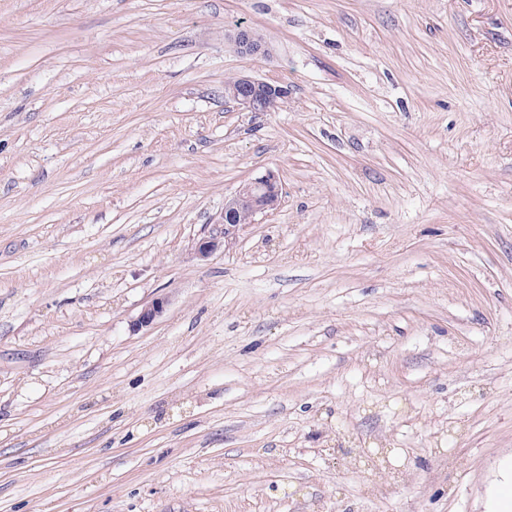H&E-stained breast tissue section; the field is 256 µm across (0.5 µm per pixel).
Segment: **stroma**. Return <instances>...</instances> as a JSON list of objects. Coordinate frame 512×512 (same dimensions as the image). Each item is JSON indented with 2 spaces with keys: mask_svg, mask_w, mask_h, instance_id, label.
Wrapping results in <instances>:
<instances>
[{
  "mask_svg": "<svg viewBox=\"0 0 512 512\" xmlns=\"http://www.w3.org/2000/svg\"><path fill=\"white\" fill-rule=\"evenodd\" d=\"M511 453L512 0H0V512H485ZM232 42L238 54L243 56L268 55L269 45L254 31L239 28L233 35ZM237 92L236 103L248 112H262L264 103L265 112H275L284 103V98L288 95L287 87L247 74H239L237 78L234 76L224 80V93L226 97L234 100ZM266 98L268 99L266 100ZM282 195L281 180L272 170L244 183L232 196L225 199L224 212L210 225L207 235L196 243L197 255L207 259L219 251H224V248L236 238L239 226L248 224L251 219V214L242 209L249 210L255 220L259 213L276 209ZM239 210L242 211L238 212ZM233 216L240 224L232 222Z\"/></svg>",
  "mask_w": 512,
  "mask_h": 512,
  "instance_id": "1",
  "label": "stroma"
}]
</instances>
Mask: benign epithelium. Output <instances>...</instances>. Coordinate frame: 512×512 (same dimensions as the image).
Returning a JSON list of instances; mask_svg holds the SVG:
<instances>
[{
	"instance_id": "1",
	"label": "benign epithelium",
	"mask_w": 512,
	"mask_h": 512,
	"mask_svg": "<svg viewBox=\"0 0 512 512\" xmlns=\"http://www.w3.org/2000/svg\"><path fill=\"white\" fill-rule=\"evenodd\" d=\"M232 42L237 53L243 56L270 53L269 45L248 28L238 29L233 35ZM237 80L239 92L236 103L248 112L262 111L266 98L272 95L283 98L288 95V88L251 75L239 74ZM282 195L281 180L278 174L272 170H268L240 186L232 196L225 199L224 212L210 225L207 235L196 243L197 255L207 259L224 250L236 238L239 225L233 223L232 218L238 211L247 209L256 216L274 210L280 204ZM164 308L165 300L161 298L147 304L134 323L135 329L139 330L150 326L162 315Z\"/></svg>"
}]
</instances>
